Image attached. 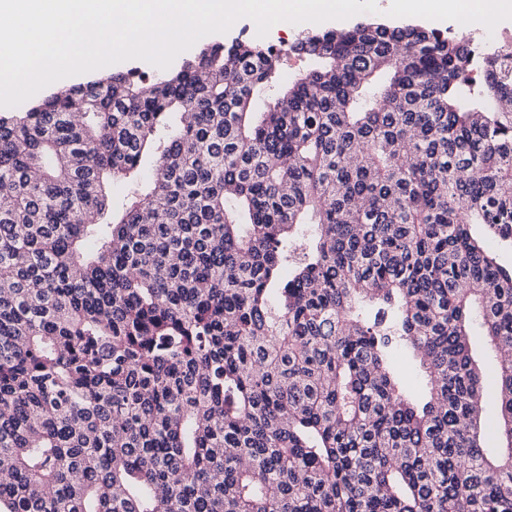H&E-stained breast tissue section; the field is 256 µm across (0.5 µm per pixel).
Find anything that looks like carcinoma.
Instances as JSON below:
<instances>
[{"label": "carcinoma", "instance_id": "obj_1", "mask_svg": "<svg viewBox=\"0 0 512 512\" xmlns=\"http://www.w3.org/2000/svg\"><path fill=\"white\" fill-rule=\"evenodd\" d=\"M492 240L512 50L437 29L235 38L0 113V512H512ZM396 367L404 380L407 394L412 399H421L425 395L426 387L416 357L409 351H403L396 358ZM496 386L489 380L486 384L484 392L486 394V418L485 426L487 432L486 446L487 448H497L499 446V440L497 436V398H496Z\"/></svg>", "mask_w": 512, "mask_h": 512}]
</instances>
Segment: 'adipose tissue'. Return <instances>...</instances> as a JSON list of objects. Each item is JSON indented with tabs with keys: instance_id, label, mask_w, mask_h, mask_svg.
I'll return each mask as SVG.
<instances>
[{
	"instance_id": "obj_1",
	"label": "adipose tissue",
	"mask_w": 512,
	"mask_h": 512,
	"mask_svg": "<svg viewBox=\"0 0 512 512\" xmlns=\"http://www.w3.org/2000/svg\"><path fill=\"white\" fill-rule=\"evenodd\" d=\"M390 10L401 16H421L431 11H452L458 39H467L476 20L512 14V0H389Z\"/></svg>"
}]
</instances>
